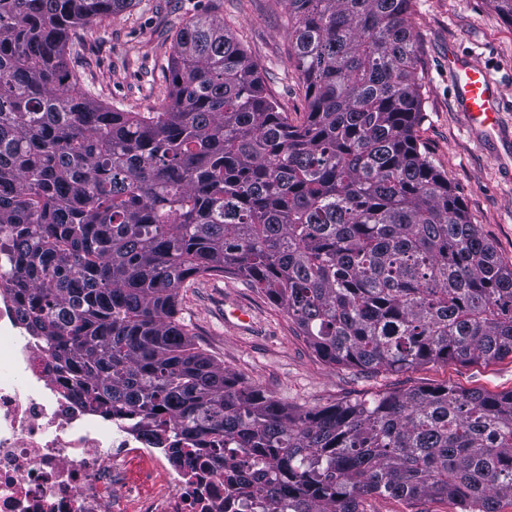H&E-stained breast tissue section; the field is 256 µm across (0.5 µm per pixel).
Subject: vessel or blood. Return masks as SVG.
<instances>
[{"label": "vessel or blood", "instance_id": "obj_1", "mask_svg": "<svg viewBox=\"0 0 512 512\" xmlns=\"http://www.w3.org/2000/svg\"><path fill=\"white\" fill-rule=\"evenodd\" d=\"M448 72L452 77V98L462 112L471 134L493 145L499 160L512 157V132L500 119L503 94L491 74L470 55L448 53Z\"/></svg>", "mask_w": 512, "mask_h": 512}]
</instances>
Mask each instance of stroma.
Here are the masks:
<instances>
[{"label":"stroma","instance_id":"obj_1","mask_svg":"<svg viewBox=\"0 0 512 512\" xmlns=\"http://www.w3.org/2000/svg\"><path fill=\"white\" fill-rule=\"evenodd\" d=\"M209 16L222 18L257 64L279 111L302 122L307 103L291 47L295 20L285 0H136L72 42L79 88L109 107L158 111L170 92L167 76L178 30L190 19ZM411 25L421 62V150L447 175L500 259L512 263V181L456 112L447 63L452 45L473 55L500 83L502 121L512 126V25L490 0H412ZM179 299L181 318L202 352L295 411L446 384L492 394L512 390L510 358L489 364L431 362L399 372L329 364L309 347L283 306L231 275L200 277L181 289ZM236 306L249 310L248 327L225 320V311ZM359 510L459 512L436 499L407 502L379 495L363 497Z\"/></svg>","mask_w":512,"mask_h":512}]
</instances>
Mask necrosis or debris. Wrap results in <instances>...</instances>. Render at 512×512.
Segmentation results:
<instances>
[{
    "label": "necrosis or debris",
    "mask_w": 512,
    "mask_h": 512,
    "mask_svg": "<svg viewBox=\"0 0 512 512\" xmlns=\"http://www.w3.org/2000/svg\"><path fill=\"white\" fill-rule=\"evenodd\" d=\"M17 267L0 250V512H264L213 453L175 459L154 420L83 404L53 350L19 321Z\"/></svg>",
    "instance_id": "necrosis-or-debris-1"
}]
</instances>
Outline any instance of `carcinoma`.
Segmentation results:
<instances>
[{
	"label": "carcinoma",
	"mask_w": 512,
	"mask_h": 512,
	"mask_svg": "<svg viewBox=\"0 0 512 512\" xmlns=\"http://www.w3.org/2000/svg\"><path fill=\"white\" fill-rule=\"evenodd\" d=\"M133 0H0V232L19 319L108 414L267 464L265 512L367 494L461 512L512 501V390L442 385L294 414L193 346L180 288L232 274L324 361L404 370L512 359V265L422 153L411 0H287L307 118L269 101L209 17L178 31L172 96L124 112L75 91L69 43Z\"/></svg>",
	"instance_id": "obj_1"
}]
</instances>
